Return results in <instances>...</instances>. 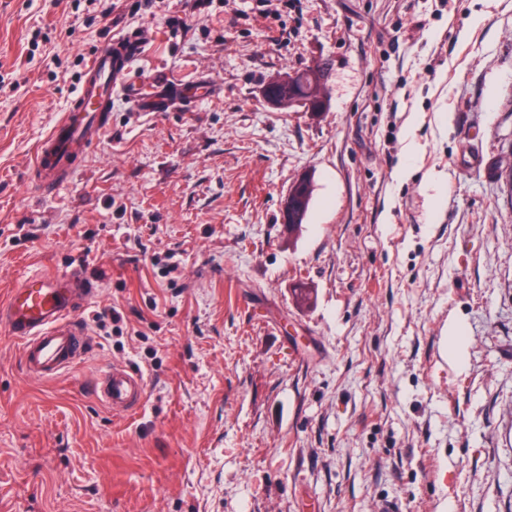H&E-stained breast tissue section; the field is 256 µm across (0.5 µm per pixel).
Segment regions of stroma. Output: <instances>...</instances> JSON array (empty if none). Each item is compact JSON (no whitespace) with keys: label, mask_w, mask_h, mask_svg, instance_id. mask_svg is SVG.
I'll return each instance as SVG.
<instances>
[{"label":"stroma","mask_w":512,"mask_h":512,"mask_svg":"<svg viewBox=\"0 0 512 512\" xmlns=\"http://www.w3.org/2000/svg\"><path fill=\"white\" fill-rule=\"evenodd\" d=\"M131 2L0 0V291L75 267L101 285L91 352L55 380L0 324V512H512V0ZM137 27V77L216 93L115 98L41 196L40 140ZM318 66L324 111L266 98ZM115 364L145 376L134 411L95 395ZM300 182L299 191L295 195V197L290 198V193L292 192L293 186L296 182ZM296 181L290 188L288 193V203L286 208L290 205L293 208V218L291 219V223L288 224V227H293L298 224H303L305 216L310 206L311 198H312V185L309 179L302 178L301 180Z\"/></svg>","instance_id":"1"}]
</instances>
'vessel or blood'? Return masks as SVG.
<instances>
[{
	"mask_svg": "<svg viewBox=\"0 0 512 512\" xmlns=\"http://www.w3.org/2000/svg\"><path fill=\"white\" fill-rule=\"evenodd\" d=\"M147 37L144 29L112 36L91 57L78 95L37 146L31 171L42 195L65 185L97 148L113 95L126 96L145 112L175 105L187 108L211 96L214 87L207 82L171 89L135 80L133 64ZM95 292L94 283L78 269L62 275L36 273L9 288L0 300V323L19 341L20 362L27 376L57 379L87 355L91 340L76 313ZM144 391L142 373L116 366L95 394L102 404L117 411L134 409Z\"/></svg>",
	"mask_w": 512,
	"mask_h": 512,
	"instance_id": "b4317fda",
	"label": "vessel or blood"
}]
</instances>
